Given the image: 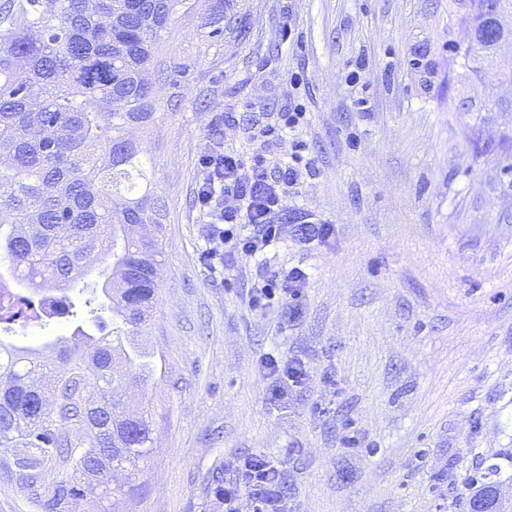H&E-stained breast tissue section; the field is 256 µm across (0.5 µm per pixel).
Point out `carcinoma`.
Here are the masks:
<instances>
[{
    "instance_id": "obj_1",
    "label": "carcinoma",
    "mask_w": 512,
    "mask_h": 512,
    "mask_svg": "<svg viewBox=\"0 0 512 512\" xmlns=\"http://www.w3.org/2000/svg\"><path fill=\"white\" fill-rule=\"evenodd\" d=\"M232 0H3L0 4V260L33 290L61 295L75 325L56 360L0 338V486L35 512H122L134 490L110 489L152 452V414L126 391L152 375L135 337L152 319L167 207L147 157L127 136L150 127L149 75L177 86L190 60L160 44L177 15L199 14L197 53L224 41ZM121 194L112 203V195ZM95 263L101 286L76 272ZM42 307L3 293L0 328L49 322ZM507 512L499 482L476 487L471 512Z\"/></svg>"
}]
</instances>
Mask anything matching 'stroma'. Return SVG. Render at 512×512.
Here are the masks:
<instances>
[{
    "label": "stroma",
    "instance_id": "obj_1",
    "mask_svg": "<svg viewBox=\"0 0 512 512\" xmlns=\"http://www.w3.org/2000/svg\"><path fill=\"white\" fill-rule=\"evenodd\" d=\"M479 0H237L220 50L157 85L134 130L167 204L154 320L153 453L129 512H224V462L279 466L287 512H470L497 465L512 500V39L464 57ZM178 93L179 105L167 99ZM306 118L279 220L329 224L212 270L195 196L205 152L256 154L240 124ZM237 120L225 122V113ZM307 271L292 304L249 293ZM308 376L270 401L267 355ZM295 237L304 244L323 240L332 235L333 228L329 224H296Z\"/></svg>",
    "mask_w": 512,
    "mask_h": 512
}]
</instances>
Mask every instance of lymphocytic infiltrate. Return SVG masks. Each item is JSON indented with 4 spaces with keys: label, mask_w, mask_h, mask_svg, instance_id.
I'll return each mask as SVG.
<instances>
[{
    "label": "lymphocytic infiltrate",
    "mask_w": 512,
    "mask_h": 512,
    "mask_svg": "<svg viewBox=\"0 0 512 512\" xmlns=\"http://www.w3.org/2000/svg\"><path fill=\"white\" fill-rule=\"evenodd\" d=\"M300 155L270 168L263 155L245 160L236 154L204 153L198 165L196 198L200 210L212 223L216 247L204 258L220 267L225 254L236 253L248 258L263 255L281 237L282 227L272 221L288 187L300 177ZM233 197L234 205L225 206V197ZM306 278L302 269L292 268L274 281L254 288L250 304L262 309L276 298L296 297ZM227 467L236 473L234 482L226 483L218 495L224 512H286L287 495L281 472L263 455L229 459ZM249 510H242V503Z\"/></svg>",
    "instance_id": "f902f5d3"
}]
</instances>
